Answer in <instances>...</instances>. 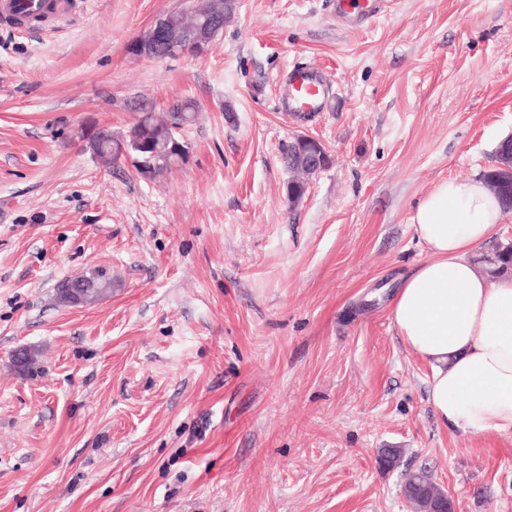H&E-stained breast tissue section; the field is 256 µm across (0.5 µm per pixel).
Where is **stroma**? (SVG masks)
<instances>
[{
    "instance_id": "35a3bbf8",
    "label": "stroma",
    "mask_w": 512,
    "mask_h": 512,
    "mask_svg": "<svg viewBox=\"0 0 512 512\" xmlns=\"http://www.w3.org/2000/svg\"><path fill=\"white\" fill-rule=\"evenodd\" d=\"M189 3L0 25V512H417L418 469L461 512H512V436L440 426L390 315L426 256L414 206L512 134V0H391L361 25L336 0H234L208 53H129ZM294 65L330 85L308 119L277 108ZM176 97L197 116L161 175L81 135ZM299 135L329 163L292 203ZM92 267L111 296L59 303Z\"/></svg>"
}]
</instances>
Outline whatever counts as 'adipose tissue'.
<instances>
[{
  "label": "adipose tissue",
  "mask_w": 512,
  "mask_h": 512,
  "mask_svg": "<svg viewBox=\"0 0 512 512\" xmlns=\"http://www.w3.org/2000/svg\"><path fill=\"white\" fill-rule=\"evenodd\" d=\"M502 209L481 178L441 180L410 217L426 257L390 303L403 344L430 367L427 400L441 425L512 433V277L476 271Z\"/></svg>",
  "instance_id": "obj_1"
}]
</instances>
